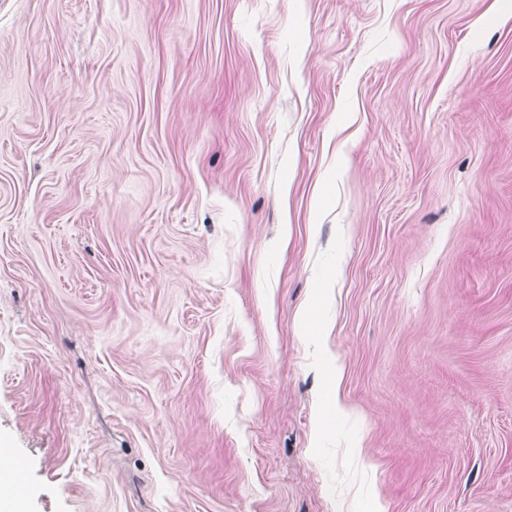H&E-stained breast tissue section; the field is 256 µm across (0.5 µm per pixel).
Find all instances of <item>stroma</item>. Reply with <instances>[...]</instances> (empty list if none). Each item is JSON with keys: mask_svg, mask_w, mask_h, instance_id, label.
Wrapping results in <instances>:
<instances>
[{"mask_svg": "<svg viewBox=\"0 0 512 512\" xmlns=\"http://www.w3.org/2000/svg\"><path fill=\"white\" fill-rule=\"evenodd\" d=\"M0 448L19 512H512V0H0Z\"/></svg>", "mask_w": 512, "mask_h": 512, "instance_id": "obj_1", "label": "stroma"}]
</instances>
